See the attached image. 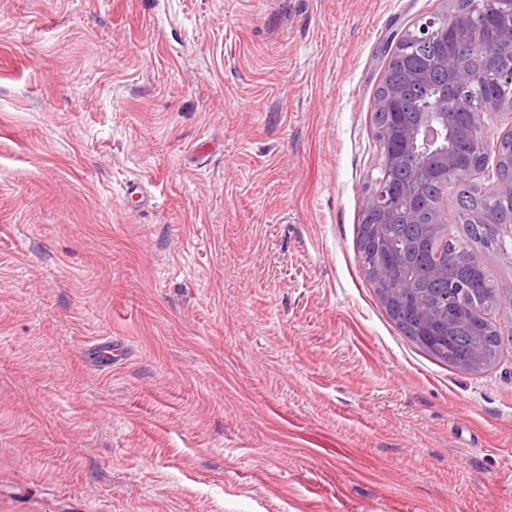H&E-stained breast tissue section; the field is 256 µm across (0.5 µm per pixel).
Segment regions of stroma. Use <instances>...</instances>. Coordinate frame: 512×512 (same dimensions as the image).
I'll return each mask as SVG.
<instances>
[{
  "label": "stroma",
  "mask_w": 512,
  "mask_h": 512,
  "mask_svg": "<svg viewBox=\"0 0 512 512\" xmlns=\"http://www.w3.org/2000/svg\"><path fill=\"white\" fill-rule=\"evenodd\" d=\"M455 2L0 0V512H512V344L433 360L356 250ZM441 15H430L420 19L415 27V31L410 32L413 39L420 43H425L434 38L441 32Z\"/></svg>",
  "instance_id": "35a3bbf8"
}]
</instances>
